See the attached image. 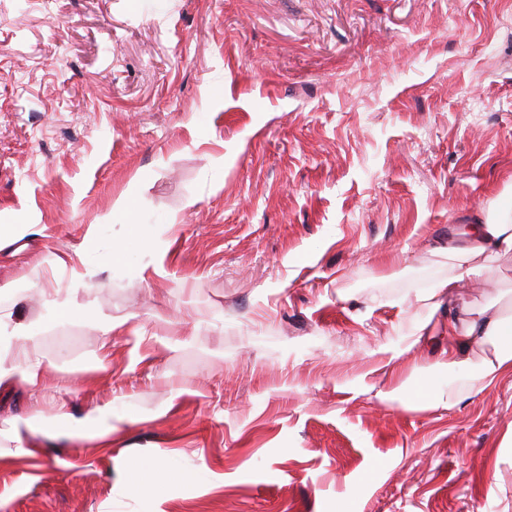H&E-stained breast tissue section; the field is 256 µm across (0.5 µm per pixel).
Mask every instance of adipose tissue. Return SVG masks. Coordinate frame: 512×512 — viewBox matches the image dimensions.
Here are the masks:
<instances>
[{"label": "adipose tissue", "instance_id": "adipose-tissue-1", "mask_svg": "<svg viewBox=\"0 0 512 512\" xmlns=\"http://www.w3.org/2000/svg\"><path fill=\"white\" fill-rule=\"evenodd\" d=\"M501 251H512V209L492 198L474 216L463 242L449 245L448 277L423 295L425 307L434 308L442 293H457L463 278H476L480 272L476 258ZM55 264L67 273L69 285L52 289L47 304L55 317L63 319L80 313L78 297L92 298L95 290L81 255L56 258ZM24 306V299L19 298L11 307L0 309V389L19 382L36 396L45 386L48 366L37 352V336ZM448 334L453 344L442 353L440 366L476 368L481 381H491L512 371V315L497 303L464 311L462 316L449 320ZM56 415L66 421L69 441L112 440L111 405L95 404L76 416L61 404Z\"/></svg>", "mask_w": 512, "mask_h": 512}]
</instances>
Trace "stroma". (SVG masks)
<instances>
[{
  "label": "stroma",
  "mask_w": 512,
  "mask_h": 512,
  "mask_svg": "<svg viewBox=\"0 0 512 512\" xmlns=\"http://www.w3.org/2000/svg\"><path fill=\"white\" fill-rule=\"evenodd\" d=\"M493 197L512 0H0V304L27 294L50 366L35 454L0 438V512H512V373L436 368L512 253L420 301ZM76 250L95 299L50 319ZM435 377L457 401L409 408ZM87 387L111 446L53 419ZM160 449L168 484L130 494Z\"/></svg>",
  "instance_id": "obj_1"
}]
</instances>
